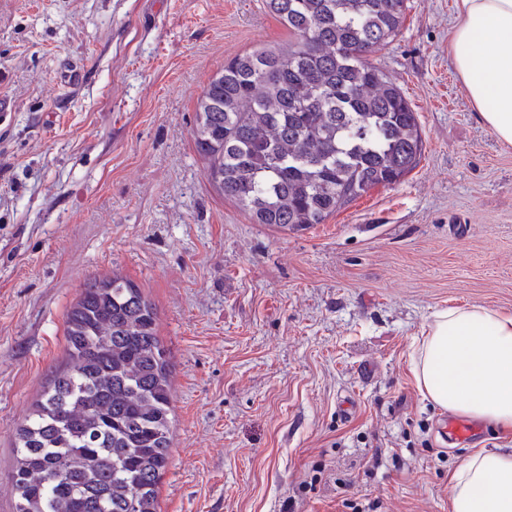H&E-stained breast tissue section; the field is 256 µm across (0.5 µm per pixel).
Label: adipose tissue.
I'll return each mask as SVG.
<instances>
[{"label": "adipose tissue", "mask_w": 512, "mask_h": 512, "mask_svg": "<svg viewBox=\"0 0 512 512\" xmlns=\"http://www.w3.org/2000/svg\"><path fill=\"white\" fill-rule=\"evenodd\" d=\"M448 54L482 123L512 146V0H456ZM422 396L442 410L512 428V313L435 311L411 354ZM451 512H512V448L480 449L453 471Z\"/></svg>", "instance_id": "obj_1"}]
</instances>
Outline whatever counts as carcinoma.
<instances>
[{
  "instance_id": "1",
  "label": "carcinoma",
  "mask_w": 512,
  "mask_h": 512,
  "mask_svg": "<svg viewBox=\"0 0 512 512\" xmlns=\"http://www.w3.org/2000/svg\"><path fill=\"white\" fill-rule=\"evenodd\" d=\"M264 2L288 43L224 63L198 99L195 146L251 223L298 231L418 163L416 112L370 62L408 0ZM65 336V365L16 430L15 512H158L172 370L152 303L125 279L94 277Z\"/></svg>"
}]
</instances>
